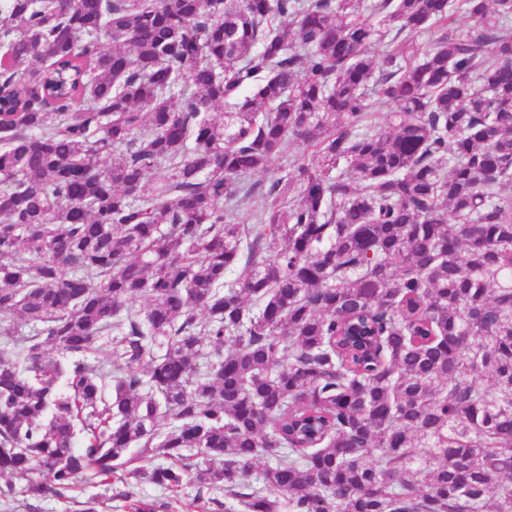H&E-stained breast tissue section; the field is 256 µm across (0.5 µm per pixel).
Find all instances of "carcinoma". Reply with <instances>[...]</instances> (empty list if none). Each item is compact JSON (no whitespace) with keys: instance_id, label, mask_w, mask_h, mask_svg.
Wrapping results in <instances>:
<instances>
[{"instance_id":"carcinoma-1","label":"carcinoma","mask_w":512,"mask_h":512,"mask_svg":"<svg viewBox=\"0 0 512 512\" xmlns=\"http://www.w3.org/2000/svg\"><path fill=\"white\" fill-rule=\"evenodd\" d=\"M0 48V501L512 512V0H0ZM114 488L108 485H87L79 481L69 495L79 501L97 497L96 512H132L130 504L137 500L166 502V512H204L201 508L203 502L195 500L197 488L192 483H184L178 491H169L142 481L133 485L134 497L131 500L115 498Z\"/></svg>"}]
</instances>
